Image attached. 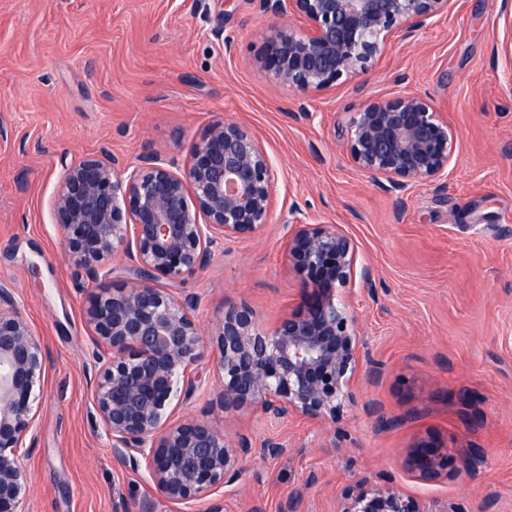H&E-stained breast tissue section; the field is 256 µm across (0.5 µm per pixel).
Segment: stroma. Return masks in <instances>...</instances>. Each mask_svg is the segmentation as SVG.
<instances>
[{
    "instance_id": "1",
    "label": "stroma",
    "mask_w": 512,
    "mask_h": 512,
    "mask_svg": "<svg viewBox=\"0 0 512 512\" xmlns=\"http://www.w3.org/2000/svg\"><path fill=\"white\" fill-rule=\"evenodd\" d=\"M511 20L512 0H458L415 37L393 38L364 91L300 96L255 64L271 25L255 0H0V286L47 356L25 512H337L341 487L364 480L512 512ZM401 91L434 101L456 147L447 177L411 187L400 206L353 167L342 131L366 96ZM222 118L262 143L270 214L170 292L196 301L205 337L240 301L273 327L305 294L284 257L291 226L342 225L373 278L343 297L382 373L357 382L336 422L314 423L224 413L205 360L179 412L285 450L247 457L236 483L173 505L145 465L115 459L93 409L92 286L66 259L52 198L87 154L133 163L150 150L180 163ZM430 435L452 448L459 476L424 483L403 468Z\"/></svg>"
}]
</instances>
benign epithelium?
<instances>
[{
    "label": "benign epithelium",
    "instance_id": "7a95c632",
    "mask_svg": "<svg viewBox=\"0 0 512 512\" xmlns=\"http://www.w3.org/2000/svg\"><path fill=\"white\" fill-rule=\"evenodd\" d=\"M274 18L256 64L277 87L298 94L350 83L367 74L389 39H408L456 0H256ZM301 19L299 27L294 20ZM351 163L390 192L448 176L455 137L448 120L421 94L370 96L347 125ZM274 174L259 141L242 125L217 120L186 147L183 165L152 151L130 166L116 155L88 156L67 168L53 197L66 257L94 287L85 310L96 336L92 401L112 452L122 463L144 458L156 492L186 504L236 481L248 455L274 456L271 440L252 447L213 425L173 419V402L198 388L208 342L196 302L181 300L158 280H182L207 268L214 248L253 238L267 223ZM131 277L102 282L118 254ZM288 266L306 294L300 309L271 332L254 307L224 310L216 335L224 413L247 408L279 420H334L354 400L360 375L376 379L364 337L341 292L356 272L352 240L339 225L295 224ZM365 284L372 274L359 272ZM46 354L28 321L0 289V512H24L28 476L22 459L36 426L35 388ZM403 466L419 480L457 473L447 446L434 439L409 449ZM338 512H461L391 484L358 482L339 492Z\"/></svg>",
    "mask_w": 512,
    "mask_h": 512
}]
</instances>
